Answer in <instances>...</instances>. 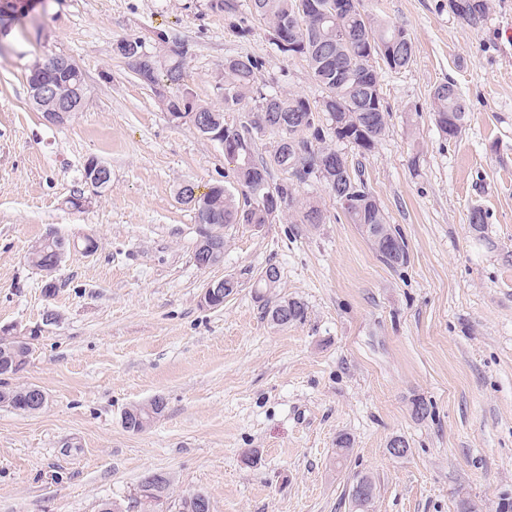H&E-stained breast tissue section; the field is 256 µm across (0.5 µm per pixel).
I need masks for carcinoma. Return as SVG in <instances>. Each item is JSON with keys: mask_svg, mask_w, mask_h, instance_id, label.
<instances>
[{"mask_svg": "<svg viewBox=\"0 0 512 512\" xmlns=\"http://www.w3.org/2000/svg\"><path fill=\"white\" fill-rule=\"evenodd\" d=\"M318 10L315 15L326 14L332 18L335 31L333 59L328 61L321 53L324 34L316 25V18L308 23L293 27V16L299 8V0H251L253 13L267 21L272 32H286L288 42L294 44L285 53L299 55L308 62L316 83L326 92L325 99L332 101V111L327 113V126L320 125V116L311 112L318 103L310 102L299 95H283L278 92H262L257 86L259 61L248 55L230 56L224 59V111L214 110L207 105L194 102L202 112L215 115L217 125L224 127V136L233 139L247 149L248 161L235 169L238 184L249 189V193L237 197L217 184L209 191L196 195L195 186L185 184L178 195L185 203L193 205L198 223L203 230L215 226L217 234L212 237L209 247L219 260H224V233L220 229L226 224H267V213L260 208L257 198L271 186L280 196L282 208L294 205L293 193L288 183H274L270 170L279 169L298 184L311 179L326 180L330 174L343 183V189L351 203L343 212L351 223L360 227L372 243L377 255L388 266L396 268L407 263V248L401 235L391 228L384 213L376 203L371 189L364 179L362 170L349 172L342 167L340 152L332 147L331 141L351 143L361 153L372 151L385 136L387 123L381 98H379V74L374 69H364L371 52L377 51L393 39L403 28L388 21L372 17L364 10L362 0H314ZM468 6L458 18L471 27H479L488 18V0H467ZM166 44V68L164 73L154 74L153 83L163 84L173 103L181 98H194L184 84L186 46L170 42L159 35ZM257 97L260 105L251 112L249 122L228 124L224 121L226 112L244 111L246 100ZM433 112L437 127L443 134L448 128L460 132L468 118L466 107L455 84L446 82L438 85L433 92ZM275 130L280 140L288 141L281 157L269 155L268 159L254 158L252 131ZM57 238H45L39 247L28 256L29 263L41 272H46L54 250L61 248ZM264 314L270 321L278 317L288 322H300L306 316L305 304L297 299L280 297L263 302ZM30 353L27 343L0 341V363L12 364L20 370L26 364ZM30 387L6 388L0 390V404L15 410L29 409ZM166 408L164 398L158 396L147 404L133 405L127 410L126 429L138 432L151 419ZM169 478L161 473L143 477L139 485V504L144 512L157 506V500L168 497Z\"/></svg>", "mask_w": 512, "mask_h": 512, "instance_id": "cac0c4a2", "label": "carcinoma"}]
</instances>
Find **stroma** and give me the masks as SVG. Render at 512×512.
<instances>
[{
	"mask_svg": "<svg viewBox=\"0 0 512 512\" xmlns=\"http://www.w3.org/2000/svg\"><path fill=\"white\" fill-rule=\"evenodd\" d=\"M404 28L410 65H373L387 108L375 149H338L363 169L408 260L383 263L323 183L296 185L323 223L296 211L224 229V260L202 269L200 226L179 188L236 185L223 148L169 119L152 87L118 54L122 40L163 55L188 47L185 83L223 110L224 60L261 63L263 91L323 96L306 60L280 52L266 21L238 0H0V329L29 339L12 387L37 385L46 406L0 404V512H141L144 475L172 498L205 492L213 512H355L356 476L376 483L371 512H477L512 503V0H490L468 26L448 0H363ZM66 55L81 68L86 108L45 124L29 99L28 65ZM454 82L469 117L447 138L432 95ZM96 159L111 183L71 209ZM487 214L482 229L473 208ZM48 236L67 244L54 295L27 261ZM93 238L87 254L82 243ZM275 295L301 300L303 321L277 326L252 284L267 265ZM235 277L218 309L200 296ZM144 430L123 411L154 397ZM430 407L415 418L414 399ZM352 450L336 461V441ZM403 437L396 459L389 441Z\"/></svg>",
	"mask_w": 512,
	"mask_h": 512,
	"instance_id": "35a3bbf8",
	"label": "stroma"
}]
</instances>
